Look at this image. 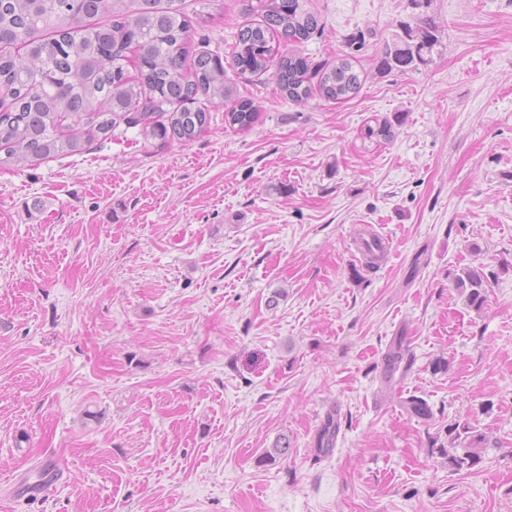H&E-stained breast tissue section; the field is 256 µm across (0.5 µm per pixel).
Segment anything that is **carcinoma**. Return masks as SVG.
I'll return each mask as SVG.
<instances>
[{
    "mask_svg": "<svg viewBox=\"0 0 512 512\" xmlns=\"http://www.w3.org/2000/svg\"><path fill=\"white\" fill-rule=\"evenodd\" d=\"M254 16L236 35L224 60L190 54L191 20L184 0H0V168L37 165L60 154H81L117 128H139L146 140L191 142L210 122L204 100L231 97L227 69L256 74L273 67L280 93L292 101L318 95L353 98L362 85L355 56L313 64L291 50L319 30L306 0H242ZM410 43L381 57L386 70L425 61L438 43L426 19L406 31ZM256 108L243 100L224 112V123L245 131ZM385 118L363 130L368 141L388 140ZM466 303L482 309L488 280L472 267L455 276ZM486 435L467 422L448 426V447L438 449L454 472L482 459Z\"/></svg>",
    "mask_w": 512,
    "mask_h": 512,
    "instance_id": "carcinoma-1",
    "label": "carcinoma"
}]
</instances>
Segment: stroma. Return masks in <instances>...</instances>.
Returning <instances> with one entry per match:
<instances>
[{"mask_svg":"<svg viewBox=\"0 0 512 512\" xmlns=\"http://www.w3.org/2000/svg\"><path fill=\"white\" fill-rule=\"evenodd\" d=\"M307 5L311 62L365 36L351 100L235 73L249 130L214 106L187 144L120 127L0 169V512H512V0ZM209 11L191 40L228 56L242 0ZM422 18L426 62L382 69ZM370 231L389 241L373 269ZM467 267L490 280L479 311ZM458 420L488 438L468 472L437 453ZM47 456L61 484L20 500L12 476ZM256 108L251 101L243 100L224 112V123L238 131L248 130L256 120ZM454 284L455 288L465 296V301L471 308L482 309L488 288L487 277L482 271L472 267L463 269L455 276Z\"/></svg>","mask_w":512,"mask_h":512,"instance_id":"obj_1","label":"stroma"}]
</instances>
